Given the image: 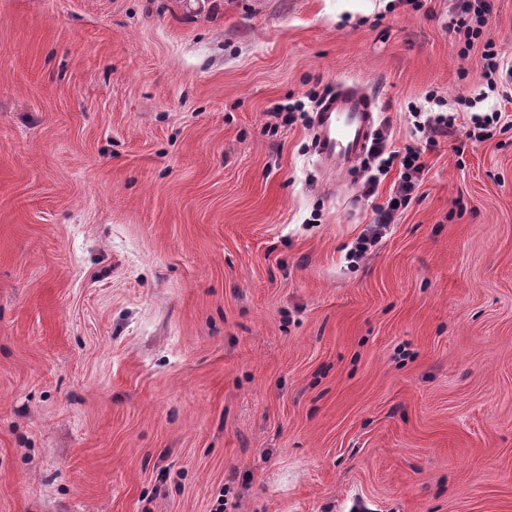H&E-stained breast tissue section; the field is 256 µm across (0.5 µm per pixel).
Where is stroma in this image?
<instances>
[{
	"label": "stroma",
	"instance_id": "obj_1",
	"mask_svg": "<svg viewBox=\"0 0 512 512\" xmlns=\"http://www.w3.org/2000/svg\"><path fill=\"white\" fill-rule=\"evenodd\" d=\"M452 6L0 0V512H512V104L354 263L397 171L266 126L401 148L486 87ZM374 103L369 92L341 84L317 105L313 128L326 166L344 170L362 156L375 122Z\"/></svg>",
	"mask_w": 512,
	"mask_h": 512
}]
</instances>
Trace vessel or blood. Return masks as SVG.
I'll return each mask as SVG.
<instances>
[{
  "mask_svg": "<svg viewBox=\"0 0 512 512\" xmlns=\"http://www.w3.org/2000/svg\"><path fill=\"white\" fill-rule=\"evenodd\" d=\"M374 122L373 95L348 84L338 86L314 112L313 128L321 161L347 169L364 153Z\"/></svg>",
  "mask_w": 512,
  "mask_h": 512,
  "instance_id": "obj_1",
  "label": "vessel or blood"
}]
</instances>
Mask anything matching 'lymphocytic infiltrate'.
Wrapping results in <instances>:
<instances>
[{"mask_svg":"<svg viewBox=\"0 0 512 512\" xmlns=\"http://www.w3.org/2000/svg\"><path fill=\"white\" fill-rule=\"evenodd\" d=\"M490 10L489 0H455L448 27L462 40L465 49L481 46L486 86L489 92L508 102L512 100V62L498 52L493 42L481 39ZM457 103V108L446 111L431 107L416 110L415 135L411 143L405 144L402 149H392L385 130H377L368 149L369 158L376 164V172L366 179L363 185L364 195H375L381 175L386 174L393 164H400L401 170L388 201L375 211L369 235L362 237L355 245L353 257L360 258L368 253L376 245L386 226L392 224L396 215L412 201L426 167V153L434 151L455 128L460 109L471 112V127L466 134L470 143L484 142L500 130V110L492 109L477 114L473 111L472 100L461 97Z\"/></svg>","mask_w":512,"mask_h":512,"instance_id":"1","label":"lymphocytic infiltrate"}]
</instances>
